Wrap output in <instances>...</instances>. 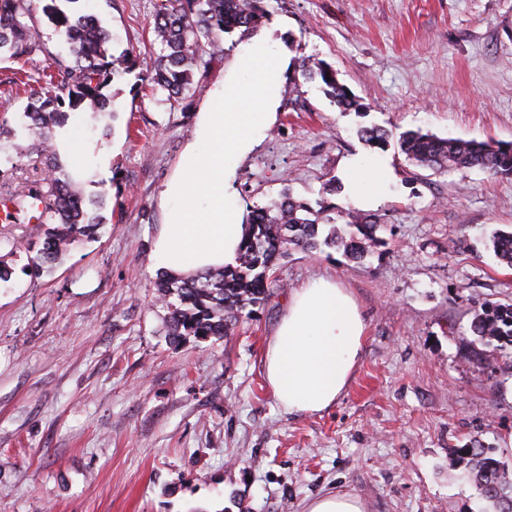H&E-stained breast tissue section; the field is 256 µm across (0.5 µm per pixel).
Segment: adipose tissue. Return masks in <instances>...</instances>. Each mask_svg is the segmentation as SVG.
<instances>
[{
    "label": "adipose tissue",
    "instance_id": "ef3b65f1",
    "mask_svg": "<svg viewBox=\"0 0 512 512\" xmlns=\"http://www.w3.org/2000/svg\"><path fill=\"white\" fill-rule=\"evenodd\" d=\"M289 65L271 32L261 30L215 84L173 176L159 191L165 222L149 258L154 270L188 276L235 264L246 229L236 195L238 165L274 121ZM53 147L64 158L80 154L70 175L81 182L110 163L106 148L79 153V141L66 126L56 129ZM342 171L351 204L374 208L388 186L386 161H371L365 169L348 158ZM364 333L355 300L335 282L319 278L296 289L263 352L264 377L278 405L307 413L333 406L360 358Z\"/></svg>",
    "mask_w": 512,
    "mask_h": 512
}]
</instances>
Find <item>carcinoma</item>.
I'll use <instances>...</instances> for the list:
<instances>
[{
  "label": "carcinoma",
  "instance_id": "carcinoma-1",
  "mask_svg": "<svg viewBox=\"0 0 512 512\" xmlns=\"http://www.w3.org/2000/svg\"><path fill=\"white\" fill-rule=\"evenodd\" d=\"M60 1L74 4L80 0H46L42 7L48 23L68 45L65 55L50 53L36 37L32 0H0V55L25 64L38 54L49 57L46 70L37 75L23 68L13 72L10 83L15 93L28 99V135L13 144V152L0 164V177L14 175L17 160L33 151L45 154L52 168H61L51 145L54 128L65 124L74 112H109L112 96L108 88L139 68L132 52H112V32L100 19L90 24L85 21L87 14L67 12L58 7ZM265 15L263 0H155L152 33L161 52L150 70L151 87L162 91L164 102L176 108L190 91L201 87L195 82L196 73L205 67L206 56L222 47L225 35L253 29ZM299 68L305 81L317 83L343 110L358 107L323 62L306 57ZM359 136L371 147L383 149L392 132L371 126L360 129ZM397 145L409 160L425 168L478 167L495 176H512L509 145L441 138L420 131L400 133ZM5 186L0 200L14 205L8 220L27 224L34 219L43 233L38 270L52 267L76 238L103 223L99 213L103 203L89 207L66 181H29L21 187L7 182ZM340 218L351 231L337 229L336 218L326 209L315 210L288 193L271 205L250 208L248 232L235 265L196 276L160 275L156 287L168 312L173 340L226 336L243 310L267 299L278 260L294 249L341 248L346 257L364 260L377 242L380 219L352 209ZM491 247L499 263L512 268V231H494ZM470 331L474 341L493 345L491 351L470 349L469 355L480 361L489 362L492 352L512 348V303H483ZM459 452L466 478L485 503L482 512H512V477L501 463L481 445Z\"/></svg>",
  "mask_w": 512,
  "mask_h": 512
}]
</instances>
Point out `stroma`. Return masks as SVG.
I'll return each mask as SVG.
<instances>
[{
  "label": "stroma",
  "instance_id": "35a3bbf8",
  "mask_svg": "<svg viewBox=\"0 0 512 512\" xmlns=\"http://www.w3.org/2000/svg\"><path fill=\"white\" fill-rule=\"evenodd\" d=\"M154 0H85L113 51L159 54ZM291 60L329 64L360 100L344 111L297 68L276 122L238 169L241 205L281 194L349 209L342 159L376 151L357 130L422 129L443 138L512 143V0H265ZM246 40L225 38L188 94L186 111L114 83L116 118L88 131L110 148L85 201L105 222L34 278L42 237L0 223V512H305L312 499L353 495L365 512H479L456 451L471 440L512 473V353L471 360L474 307L512 301V269L489 237L512 225V177L416 165L395 146L393 182L375 210L364 261L292 251L263 304L230 335L176 343L149 254L163 222L158 191L197 112ZM330 278L357 301L364 347L328 410L288 413L269 391L262 355L290 293Z\"/></svg>",
  "mask_w": 512,
  "mask_h": 512
}]
</instances>
